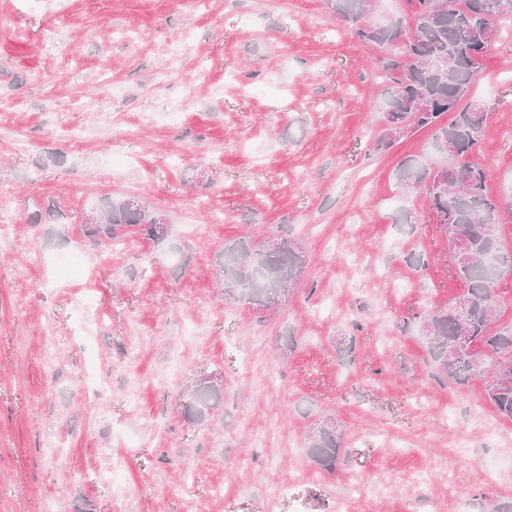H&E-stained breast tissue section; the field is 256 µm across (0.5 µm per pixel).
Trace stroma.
Here are the masks:
<instances>
[{"label":"stroma","instance_id":"stroma-1","mask_svg":"<svg viewBox=\"0 0 512 512\" xmlns=\"http://www.w3.org/2000/svg\"><path fill=\"white\" fill-rule=\"evenodd\" d=\"M381 54L325 0H0V512L512 504V421L486 392L499 354L442 382L418 332L467 284L396 174L451 159L428 129L378 149ZM471 97L470 159L512 197L511 19ZM121 196L169 234L91 245L86 215ZM247 236L306 258L259 309L216 284ZM204 378L221 399L199 422L185 406ZM329 418L331 472L308 451Z\"/></svg>","mask_w":512,"mask_h":512}]
</instances>
